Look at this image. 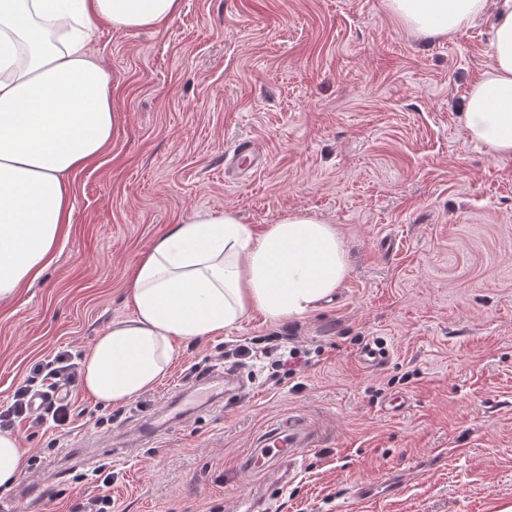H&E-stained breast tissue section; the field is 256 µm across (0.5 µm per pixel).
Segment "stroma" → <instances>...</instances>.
I'll return each mask as SVG.
<instances>
[{
    "mask_svg": "<svg viewBox=\"0 0 512 512\" xmlns=\"http://www.w3.org/2000/svg\"><path fill=\"white\" fill-rule=\"evenodd\" d=\"M492 15L450 38L418 39L384 0H183L150 31L94 28L89 47L118 81L115 140L74 173L73 210L54 263L0 303V411L35 362L83 356L132 318L131 272L187 208L235 209L254 231L304 209L336 227L348 274L290 321L250 312L224 335L175 341L167 377L117 405L71 391L63 427L17 423L24 502L8 512H73L106 493L114 512H238L258 478L238 461L275 421H301L296 476L262 512H506L512 508V162L472 142L463 110L488 67ZM254 141L258 170L225 173ZM285 338L293 375L235 365L244 339ZM381 363L365 367V346ZM236 367L238 394L206 409L191 367ZM190 386L161 437L140 422ZM405 394L391 415L384 401ZM118 477L103 487L75 441ZM405 479L388 484L391 475ZM371 502L353 505L357 485Z\"/></svg>",
    "mask_w": 512,
    "mask_h": 512,
    "instance_id": "35a3bbf8",
    "label": "stroma"
}]
</instances>
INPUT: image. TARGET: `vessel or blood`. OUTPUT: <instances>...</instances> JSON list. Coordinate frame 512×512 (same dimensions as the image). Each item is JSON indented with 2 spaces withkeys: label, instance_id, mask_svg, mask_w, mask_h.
I'll return each instance as SVG.
<instances>
[{
  "label": "vessel or blood",
  "instance_id": "obj_1",
  "mask_svg": "<svg viewBox=\"0 0 512 512\" xmlns=\"http://www.w3.org/2000/svg\"><path fill=\"white\" fill-rule=\"evenodd\" d=\"M230 162L237 168L256 169L263 165L264 156L256 143L247 141L234 146L230 154ZM212 395H220L235 391L239 378L235 371L223 373L213 372L203 379ZM176 414L174 410H151L145 418V429L148 435L156 437L166 432L172 425ZM304 445V435L300 423L289 419L274 424L257 442L238 464L240 472L257 477L271 476L274 484L287 481L286 469L292 466L298 448Z\"/></svg>",
  "mask_w": 512,
  "mask_h": 512
}]
</instances>
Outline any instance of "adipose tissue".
Instances as JSON below:
<instances>
[{"label": "adipose tissue", "instance_id": "1", "mask_svg": "<svg viewBox=\"0 0 512 512\" xmlns=\"http://www.w3.org/2000/svg\"><path fill=\"white\" fill-rule=\"evenodd\" d=\"M422 38L458 34L486 11L490 64L465 96L472 141L512 160V0H385ZM182 0H0V302L54 262L72 214L70 177L96 162L120 126L114 79L63 18L114 31L155 30ZM348 273L335 226L291 210L256 233L230 208L189 209L135 265L132 318L113 323L83 356L87 393L127 402L169 371L175 340L223 335L250 310L275 321L315 309Z\"/></svg>", "mask_w": 512, "mask_h": 512}]
</instances>
